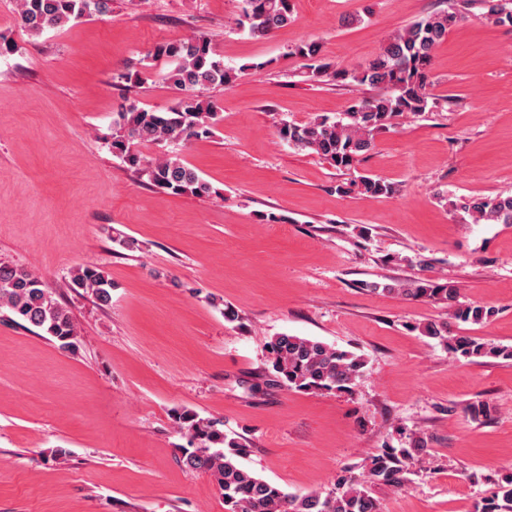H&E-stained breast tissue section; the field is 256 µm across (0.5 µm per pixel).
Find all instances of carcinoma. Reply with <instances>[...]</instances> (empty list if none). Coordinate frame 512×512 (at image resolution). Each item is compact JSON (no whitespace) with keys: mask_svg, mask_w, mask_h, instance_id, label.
I'll list each match as a JSON object with an SVG mask.
<instances>
[{"mask_svg":"<svg viewBox=\"0 0 512 512\" xmlns=\"http://www.w3.org/2000/svg\"><path fill=\"white\" fill-rule=\"evenodd\" d=\"M112 0H17L20 26L32 36L58 29L70 21L105 15ZM485 17L512 27V8L479 0ZM464 18L450 6L415 21L390 35L376 57L360 70L338 68L325 60L316 41L297 45L292 54L308 61L313 80L346 81L368 86L378 93L358 98L345 117L332 120L317 116L304 124L282 123L279 138L288 145L309 150L339 171L350 170L374 147V136L404 114L426 111L431 98L430 72L436 48L448 30ZM292 20V0H242L236 25L253 37H268ZM155 56L171 61L163 75L170 88L179 91L176 107L165 112L146 110L131 103L116 113L107 143L112 152L134 167L147 182L176 195L203 196L211 185L180 155L171 150L155 159L144 157L138 146L175 145L212 133L218 120V106L207 97L216 85L230 86L236 69L224 65L211 40L193 36L155 48ZM358 191L373 197L389 196L394 186L378 176H362L336 191ZM454 210L470 215L474 222L512 224V195L469 197L449 201ZM72 288L91 294L101 305L111 302L112 282L95 266H80L71 272ZM367 290L395 294L406 300H433L445 303L451 316L463 323L480 324L495 311L480 305L464 304L455 286L446 282L417 278L394 284L367 283ZM0 314L13 316L42 329L60 345L77 347V329L69 311L54 297L46 283L28 270L0 263ZM420 333L436 339L448 352L463 358L502 357L512 359V349L491 346L468 335H453L448 323L428 321L418 326ZM271 382L301 392H347L365 366L351 352L322 341L293 335L274 336L268 342ZM177 428L189 439L181 449L180 462L193 472L208 475L224 500L225 512H380L369 485L401 488L426 447L421 436L408 448H383L370 459L367 474L338 479L328 492L292 494L241 466L246 448L224 434L216 422L194 413H177ZM478 512H512V476L497 483L485 497Z\"/></svg>","mask_w":512,"mask_h":512,"instance_id":"carcinoma-1","label":"carcinoma"}]
</instances>
